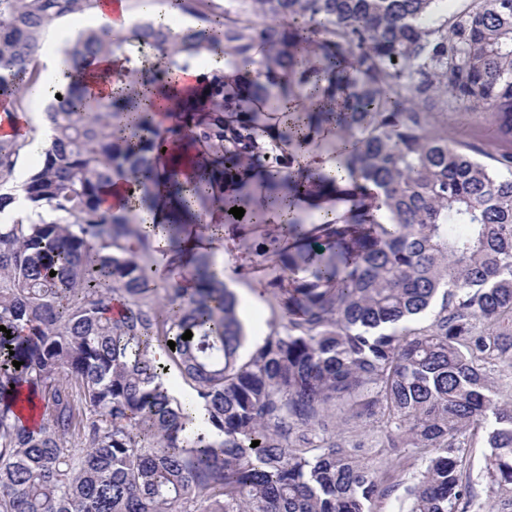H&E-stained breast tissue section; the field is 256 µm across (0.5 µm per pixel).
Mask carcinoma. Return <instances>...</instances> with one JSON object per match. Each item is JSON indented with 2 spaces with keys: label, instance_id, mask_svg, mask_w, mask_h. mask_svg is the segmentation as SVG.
I'll list each match as a JSON object with an SVG mask.
<instances>
[{
  "label": "carcinoma",
  "instance_id": "carcinoma-1",
  "mask_svg": "<svg viewBox=\"0 0 512 512\" xmlns=\"http://www.w3.org/2000/svg\"><path fill=\"white\" fill-rule=\"evenodd\" d=\"M243 2L217 15L213 0H169L195 20L180 26L138 0L122 32L84 29L62 50L69 82L20 183L38 132L0 135V214L28 210L0 222V512H378L392 496L401 512H485L462 470L477 437L490 488L512 487V408L491 381L512 368V152L459 146L432 121L484 107L512 142V0L431 25L438 0ZM102 6L0 0V98L24 109L47 27ZM219 54L258 66L268 111H237L221 70L177 83ZM114 56L127 67L104 79L124 87L91 95L92 66ZM325 126L347 185L298 161ZM255 168L262 204L288 208L260 252L281 270L269 287L282 324L242 357L215 254H190L191 290L158 282L139 213L164 192L191 221L239 208L249 197L221 183L242 190ZM122 182L133 194L116 212L104 197ZM313 195L346 208L306 224L294 207ZM164 231L184 252L183 224ZM171 374L188 403L156 383ZM363 418L396 457L424 461L405 497L359 460Z\"/></svg>",
  "mask_w": 512,
  "mask_h": 512
}]
</instances>
